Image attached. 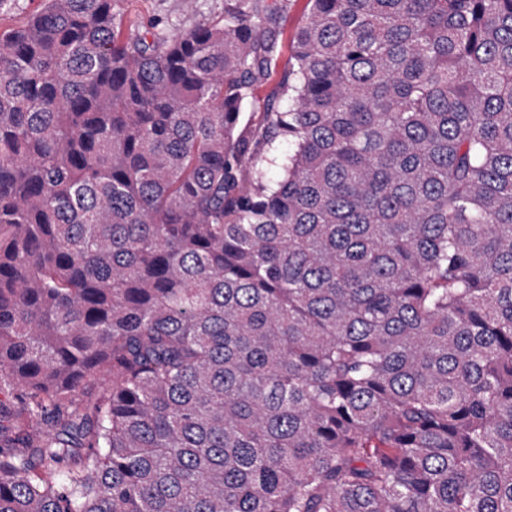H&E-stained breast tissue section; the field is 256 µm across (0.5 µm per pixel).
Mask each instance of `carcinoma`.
<instances>
[{"instance_id":"carcinoma-1","label":"carcinoma","mask_w":512,"mask_h":512,"mask_svg":"<svg viewBox=\"0 0 512 512\" xmlns=\"http://www.w3.org/2000/svg\"><path fill=\"white\" fill-rule=\"evenodd\" d=\"M288 2L0 32V512H512V0ZM308 8V0H291L290 8H288V17L284 23L281 35L282 55L279 59V65L275 73L266 82L255 87L254 96L257 102L262 104L263 100L274 92L280 81L284 67L288 65L289 60L293 62L291 59L293 37L296 27L308 12Z\"/></svg>"}]
</instances>
